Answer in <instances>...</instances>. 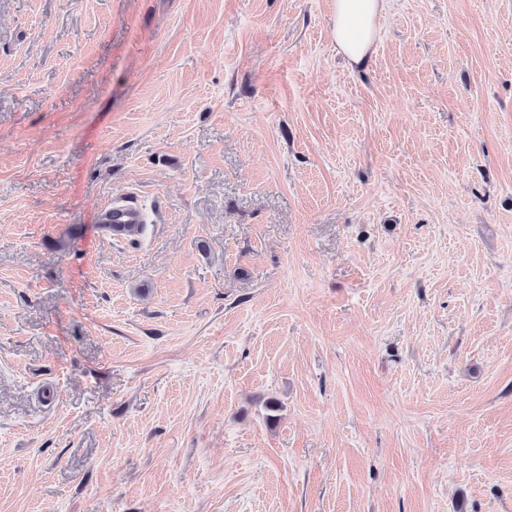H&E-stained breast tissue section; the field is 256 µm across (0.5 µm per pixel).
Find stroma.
I'll return each instance as SVG.
<instances>
[{
	"label": "stroma",
	"mask_w": 512,
	"mask_h": 512,
	"mask_svg": "<svg viewBox=\"0 0 512 512\" xmlns=\"http://www.w3.org/2000/svg\"><path fill=\"white\" fill-rule=\"evenodd\" d=\"M333 16L0 0V512H512V0ZM389 0H335L332 38L337 51L352 66H363L377 41L378 17ZM110 214L114 224H136L124 226L129 235L137 236L143 233L144 211L137 199L129 196L113 198L110 206L98 210L95 224H104Z\"/></svg>",
	"instance_id": "obj_1"
}]
</instances>
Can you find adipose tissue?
Listing matches in <instances>:
<instances>
[{
	"instance_id": "obj_1",
	"label": "adipose tissue",
	"mask_w": 512,
	"mask_h": 512,
	"mask_svg": "<svg viewBox=\"0 0 512 512\" xmlns=\"http://www.w3.org/2000/svg\"><path fill=\"white\" fill-rule=\"evenodd\" d=\"M389 0H335L332 38L337 51L353 66L364 65L379 32L378 17Z\"/></svg>"
}]
</instances>
